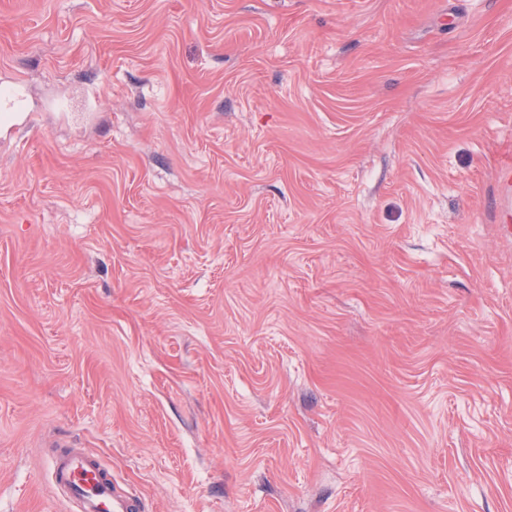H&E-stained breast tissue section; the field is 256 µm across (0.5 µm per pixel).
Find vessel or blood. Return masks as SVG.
Instances as JSON below:
<instances>
[{
    "label": "vessel or blood",
    "mask_w": 512,
    "mask_h": 512,
    "mask_svg": "<svg viewBox=\"0 0 512 512\" xmlns=\"http://www.w3.org/2000/svg\"><path fill=\"white\" fill-rule=\"evenodd\" d=\"M52 485L72 502L75 512H140V501L123 490L99 458L70 450L52 458Z\"/></svg>",
    "instance_id": "obj_1"
}]
</instances>
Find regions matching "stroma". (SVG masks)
Here are the masks:
<instances>
[{"label":"stroma","mask_w":512,"mask_h":512,"mask_svg":"<svg viewBox=\"0 0 512 512\" xmlns=\"http://www.w3.org/2000/svg\"><path fill=\"white\" fill-rule=\"evenodd\" d=\"M0 512H512V0H0ZM52 485L76 512H141L139 498L123 490L99 458L70 450L52 458Z\"/></svg>","instance_id":"1"}]
</instances>
